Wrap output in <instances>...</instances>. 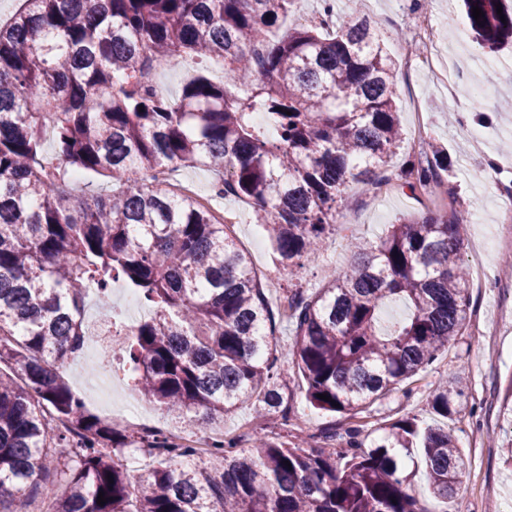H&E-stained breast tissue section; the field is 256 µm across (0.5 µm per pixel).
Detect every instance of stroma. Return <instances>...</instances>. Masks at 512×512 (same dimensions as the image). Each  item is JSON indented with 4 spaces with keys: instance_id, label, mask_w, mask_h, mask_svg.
Instances as JSON below:
<instances>
[{
    "instance_id": "obj_1",
    "label": "stroma",
    "mask_w": 512,
    "mask_h": 512,
    "mask_svg": "<svg viewBox=\"0 0 512 512\" xmlns=\"http://www.w3.org/2000/svg\"><path fill=\"white\" fill-rule=\"evenodd\" d=\"M342 15L367 16L380 24L388 52L395 59L397 110L405 133L423 130L422 149L403 145L393 159L394 167L419 162L432 148L448 152V170L443 179L451 192L444 212L465 214L470 219L463 258L480 237L503 238L506 225L499 213L507 196L512 195V153L501 145L512 141V114L498 111L499 103L512 100V48L496 52L480 48L466 37L467 20L459 0H435L432 11L437 21L433 46L440 72L451 73L457 88L469 87L473 75H481L482 110L487 121L473 118L468 97L449 99L443 82L426 71L411 69L407 59L414 53L413 24L424 15L422 0H335ZM211 204L217 209L235 212L232 232L251 256L258 281L279 277L277 287L266 289L268 299L282 304L288 290L300 288L314 292L338 272L349 270L354 259L352 242L375 240L403 215L419 216L429 211V203L420 194L387 185L370 192L352 188L337 210V224L321 245L313 262L285 268L274 263L271 244L253 220L252 207L233 197H217ZM500 258H493L483 281L471 282L469 325L456 337L445 354L426 371L397 385L382 401L367 407L356 417L319 410L305 399L304 380L292 361H282L295 389L292 414L304 419V427L283 425L280 419L264 422L257 418L252 403H244L225 413L222 426L199 425L188 428L191 436L246 437L263 431L270 437L282 435L303 448L318 444L321 433L355 425L364 436L375 438L379 427L401 418H414L421 425L452 427L459 447L467 459V469L452 499L435 498L430 490L426 468L419 449L403 456L405 489L421 512H489L502 504L512 491V467L504 462L503 446L508 435L498 418L500 391L512 376V276ZM112 373L108 381L95 374L96 361L85 358L77 363V377L71 386L84 393L85 404L99 416L111 419L119 410L122 395L130 394L128 366L124 349L112 353ZM460 374L464 398L452 418L434 414L429 408L434 383L442 376Z\"/></svg>"
}]
</instances>
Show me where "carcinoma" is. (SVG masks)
<instances>
[{
    "label": "carcinoma",
    "instance_id": "obj_1",
    "mask_svg": "<svg viewBox=\"0 0 512 512\" xmlns=\"http://www.w3.org/2000/svg\"><path fill=\"white\" fill-rule=\"evenodd\" d=\"M294 2L23 0L0 22V512H28L38 497L51 512H419L395 454L416 439L436 497L462 483L454 431L421 432L414 418L386 425L368 450L351 426L307 450L260 433L247 448L226 438L190 463L195 449L163 432L137 439L89 413L58 373L91 339L88 289L107 306L115 280L152 308L125 346L132 389L185 426L252 398L259 416L288 423L290 387L277 369L288 357L312 406L352 418L463 334L465 216L404 217L378 241L355 243L350 273L313 294L289 291L294 338L282 351L229 226L153 181L162 167H211L215 193L247 199L276 261L291 267L318 257L350 185L396 179L413 192L448 170L438 151L435 163L389 172L403 131L378 22L338 16L322 0L318 23L274 38ZM505 2L463 0L491 51L512 42V6L496 9ZM190 56L222 59L224 79L201 69L174 99L151 88V72ZM74 174L85 178L78 190ZM396 298L410 313L383 333L379 310ZM463 396L451 378L431 406L446 416ZM126 448L163 462L133 482L118 459Z\"/></svg>",
    "mask_w": 512,
    "mask_h": 512
}]
</instances>
